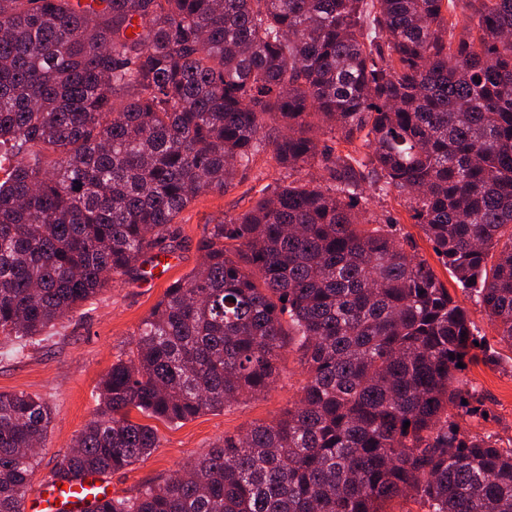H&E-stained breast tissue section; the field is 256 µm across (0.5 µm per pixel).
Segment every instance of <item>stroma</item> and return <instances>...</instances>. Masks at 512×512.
<instances>
[{
    "label": "stroma",
    "instance_id": "1",
    "mask_svg": "<svg viewBox=\"0 0 512 512\" xmlns=\"http://www.w3.org/2000/svg\"><path fill=\"white\" fill-rule=\"evenodd\" d=\"M287 178V170L278 168L269 154L260 155L252 170L234 186L223 192L203 193L184 210L180 233L171 248L173 267L166 280L151 285L143 279L116 284L57 321L41 340L27 345L23 356L0 349V393L35 394L52 409L46 448L31 479L32 490H39L56 464L72 452L76 436L95 415L96 395L103 376L118 356L129 352L139 324L161 299L168 284L201 265L199 242L208 226L223 221L225 214L248 210L264 195L268 185ZM362 205L374 218L396 219L400 241L427 260L468 311L485 345L496 353L494 359L482 358L468 364L461 374L487 412L483 419L461 418V425L496 435L506 443L512 441V349L499 342L494 326L474 295L458 288L439 262L423 230L414 223L403 195L393 191L383 196L369 189ZM306 380L298 353L287 351L279 363V378L266 396L251 397L177 425L156 421L159 448L148 458L109 474L113 495H136L144 486L187 467L224 434L281 418L299 397Z\"/></svg>",
    "mask_w": 512,
    "mask_h": 512
}]
</instances>
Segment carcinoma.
I'll use <instances>...</instances> for the list:
<instances>
[{"mask_svg": "<svg viewBox=\"0 0 512 512\" xmlns=\"http://www.w3.org/2000/svg\"><path fill=\"white\" fill-rule=\"evenodd\" d=\"M508 35L512 0H0L10 352L143 276L181 212L266 148L296 175L207 229L203 265L141 321L51 478L149 456L134 410L178 424L268 392L294 346L307 382L282 419L87 512H384L409 493L427 512H512V448L449 413H484L453 386L484 351L473 324L396 221L360 208L366 183L405 195L512 346ZM323 129L366 152L320 150ZM50 422L40 398L0 393V512H24Z\"/></svg>", "mask_w": 512, "mask_h": 512, "instance_id": "cac0c4a2", "label": "carcinoma"}]
</instances>
